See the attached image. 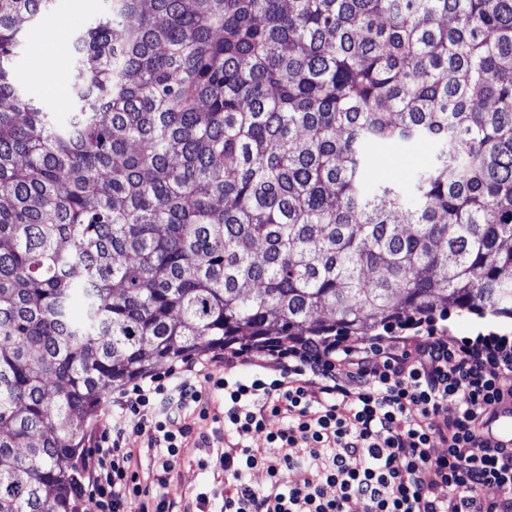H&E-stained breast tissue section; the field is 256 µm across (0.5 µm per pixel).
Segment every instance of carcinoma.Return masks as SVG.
<instances>
[{"label": "carcinoma", "instance_id": "1", "mask_svg": "<svg viewBox=\"0 0 512 512\" xmlns=\"http://www.w3.org/2000/svg\"><path fill=\"white\" fill-rule=\"evenodd\" d=\"M109 2L61 123L13 71L55 0H0V512H77L85 423L164 360L512 319V0ZM375 154L372 177L408 185L420 164L431 157L432 147L419 143L402 150L376 149Z\"/></svg>", "mask_w": 512, "mask_h": 512}]
</instances>
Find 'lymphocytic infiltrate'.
Instances as JSON below:
<instances>
[{"mask_svg": "<svg viewBox=\"0 0 512 512\" xmlns=\"http://www.w3.org/2000/svg\"><path fill=\"white\" fill-rule=\"evenodd\" d=\"M265 354L245 381L231 376L254 360L240 347L225 351L222 377L186 358L113 394L83 459L77 496L87 512H208L207 493L179 502L167 492L190 444L229 478L220 512H512V446L489 435L498 412L512 411L507 336H339ZM196 419L213 431L195 432ZM145 428L156 463L147 486L130 446ZM258 435L265 447H251ZM254 469L265 470V486L246 479Z\"/></svg>", "mask_w": 512, "mask_h": 512, "instance_id": "1", "label": "lymphocytic infiltrate"}]
</instances>
